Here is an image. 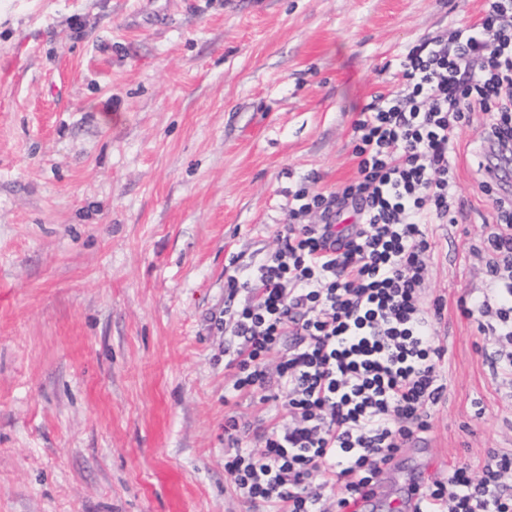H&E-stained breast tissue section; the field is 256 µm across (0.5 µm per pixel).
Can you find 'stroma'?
Masks as SVG:
<instances>
[{
    "label": "stroma",
    "mask_w": 512,
    "mask_h": 512,
    "mask_svg": "<svg viewBox=\"0 0 512 512\" xmlns=\"http://www.w3.org/2000/svg\"><path fill=\"white\" fill-rule=\"evenodd\" d=\"M488 0H0V512H250L224 471L226 268L271 254L300 188L357 175L352 125L409 47ZM479 123L430 298L447 385L385 472H481L512 451V379L459 302L495 230Z\"/></svg>",
    "instance_id": "obj_1"
}]
</instances>
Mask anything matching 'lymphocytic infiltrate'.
<instances>
[{
    "instance_id": "1",
    "label": "lymphocytic infiltrate",
    "mask_w": 512,
    "mask_h": 512,
    "mask_svg": "<svg viewBox=\"0 0 512 512\" xmlns=\"http://www.w3.org/2000/svg\"><path fill=\"white\" fill-rule=\"evenodd\" d=\"M399 95L353 122L357 177L289 211L276 251L226 280L224 367L232 397L281 402L287 420L224 425V469L252 512H344L430 428L446 391L436 337L444 304L425 276L432 227L457 221V130L481 117L478 183L496 231L486 294L467 316L512 375V0L399 58ZM318 211L320 221L304 223ZM245 304H235L239 293ZM512 453L419 489L414 512H512Z\"/></svg>"
}]
</instances>
